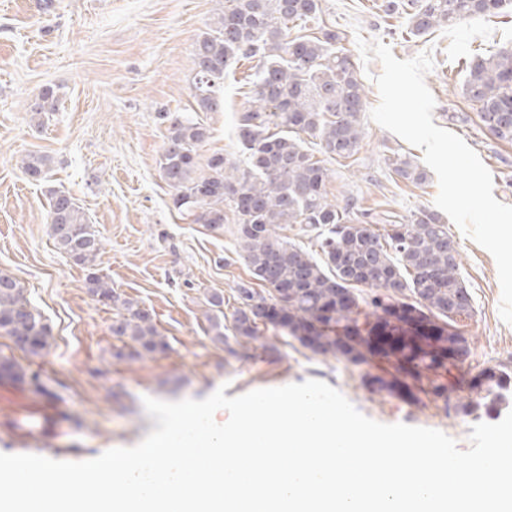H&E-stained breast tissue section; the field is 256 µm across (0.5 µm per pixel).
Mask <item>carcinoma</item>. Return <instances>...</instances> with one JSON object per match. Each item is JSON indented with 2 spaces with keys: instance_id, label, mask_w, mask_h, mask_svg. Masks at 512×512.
<instances>
[{
  "instance_id": "1",
  "label": "carcinoma",
  "mask_w": 512,
  "mask_h": 512,
  "mask_svg": "<svg viewBox=\"0 0 512 512\" xmlns=\"http://www.w3.org/2000/svg\"><path fill=\"white\" fill-rule=\"evenodd\" d=\"M381 7L406 15L410 33L421 37L456 20L507 13L512 0H383ZM321 13L322 0H226L217 22L195 45L194 99L198 112L223 109L219 88L229 67L241 59L257 61L249 105L237 119L247 161L242 167L214 153L200 163L207 128L166 112L161 176L173 190V206L193 213L196 222L222 226L226 203L237 218L238 245L263 289L236 288L233 337L257 340L264 327L278 330L316 354L378 369L366 375L373 392L410 406L425 397L447 402L466 385L458 377L448 380L456 366L448 361V345L468 343L458 319L473 313L460 252L448 225L431 210L386 224L380 233L353 216L349 204L328 199L330 170L306 149L302 135L319 140L321 153L331 159L351 158L365 135L366 94L342 36ZM293 29L299 31L294 37ZM464 87L482 125L512 143V48L475 56L466 66ZM57 102L48 86L33 112L45 116L57 110ZM390 166L413 184L427 180L426 171L406 156ZM22 168L43 181L50 160L30 155ZM48 216L56 248L78 266H95L103 239L73 197L51 190ZM285 224L316 233L318 251L285 240L279 234ZM87 285L98 301L123 308L112 334L128 338L135 355L168 349L147 310L94 272ZM355 285L365 286L366 293H355ZM415 316L431 326L435 343L416 342ZM378 329L392 340L385 351L370 341ZM0 335L14 337L34 356L47 345L46 328L22 288L1 272ZM472 385L485 392L484 407L490 408L512 389V374L486 371Z\"/></svg>"
}]
</instances>
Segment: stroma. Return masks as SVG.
I'll list each match as a JSON object with an SVG mask.
<instances>
[{"mask_svg":"<svg viewBox=\"0 0 512 512\" xmlns=\"http://www.w3.org/2000/svg\"><path fill=\"white\" fill-rule=\"evenodd\" d=\"M381 0H323L322 17L343 37L353 61L356 40L388 44L397 59L431 50L425 77L435 98L433 122L462 137L494 181V197L512 205V144L493 137L462 95L465 61L512 45V16L481 15L442 26L422 37L407 35L405 18L385 15ZM224 8V0H0V272L24 290L49 332L39 356L0 335V358L38 374L46 393L30 383L0 379V453H33L81 461L113 447L139 443L155 421L144 397L201 400L216 389L234 397L258 388L317 379L342 392L364 415L383 423L440 430L468 449L473 425L496 423L507 407L485 413L481 394L463 390L450 403L428 400L413 407L367 388L366 367L314 354L298 341L268 330L256 341L228 346L209 331L208 299L224 298L225 326H232L238 285L254 278L233 235L234 218L215 228L194 222L172 204V189L158 161L166 141L163 113L193 117L208 130L201 157L224 154L243 161L235 123L246 105L252 73L247 61L232 64L220 89L224 109L200 112L193 98L191 54ZM378 61L357 75L367 107L379 101L373 76ZM58 109L37 124L32 109L45 87ZM357 154L330 160L329 197L352 202L381 227L433 208L435 177L420 185L391 170L392 155L422 162L423 152L372 121ZM50 159L46 180L28 179L21 161ZM68 192L104 248L96 271L123 297L148 309L169 349L143 358L117 357L115 309L87 288V272L54 245L47 224L49 192ZM449 233L461 251V273L473 313L460 324L470 351L458 368L473 377L486 370L512 373V325L499 315L501 290L492 255L456 225ZM474 403L465 415L457 404ZM51 406L56 425L31 436L15 424L18 410Z\"/></svg>","mask_w":512,"mask_h":512,"instance_id":"1","label":"stroma"}]
</instances>
